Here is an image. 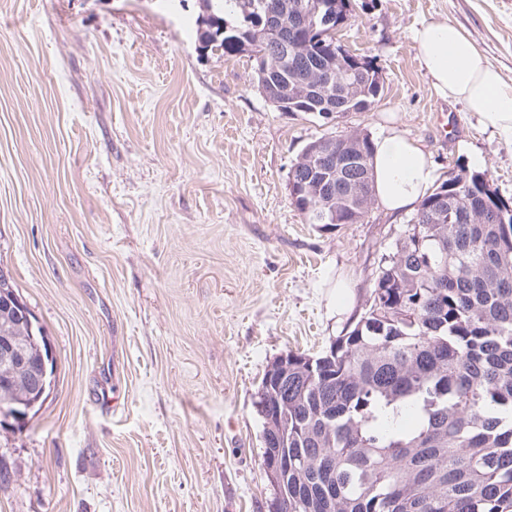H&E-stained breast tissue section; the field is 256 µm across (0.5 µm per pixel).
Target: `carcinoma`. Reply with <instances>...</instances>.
I'll return each mask as SVG.
<instances>
[{"mask_svg": "<svg viewBox=\"0 0 512 512\" xmlns=\"http://www.w3.org/2000/svg\"><path fill=\"white\" fill-rule=\"evenodd\" d=\"M271 2L282 16L277 42L294 44L295 57L282 60L264 40L250 0H206L210 25L197 39L229 57L267 51L258 89L286 100L309 61L344 62L349 51L290 28L283 5L322 30L344 25L350 0ZM350 69L367 112L381 95L376 68L362 59ZM485 178L464 173L448 223L407 225L365 308L313 367L290 355L285 383L260 387L262 459L288 452V470L267 475L283 512H512V242L502 225L466 215ZM318 195L307 183L293 204L305 215ZM5 332L25 354L30 335H43L0 298Z\"/></svg>", "mask_w": 512, "mask_h": 512, "instance_id": "1", "label": "carcinoma"}]
</instances>
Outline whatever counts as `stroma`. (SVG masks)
Wrapping results in <instances>:
<instances>
[{
  "instance_id": "35a3bbf8",
  "label": "stroma",
  "mask_w": 512,
  "mask_h": 512,
  "mask_svg": "<svg viewBox=\"0 0 512 512\" xmlns=\"http://www.w3.org/2000/svg\"><path fill=\"white\" fill-rule=\"evenodd\" d=\"M202 0H0V267L42 326L51 392L0 426V512H269L256 401L279 355L362 312L409 214L310 224L288 175L336 132L395 124L440 179L512 202V141L441 99L413 40L464 28L512 83V0H351L370 111H277L253 60L203 52ZM460 120L447 142L432 115Z\"/></svg>"
}]
</instances>
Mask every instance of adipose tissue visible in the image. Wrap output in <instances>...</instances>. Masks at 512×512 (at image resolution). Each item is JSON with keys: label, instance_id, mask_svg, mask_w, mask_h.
<instances>
[{"label": "adipose tissue", "instance_id": "obj_1", "mask_svg": "<svg viewBox=\"0 0 512 512\" xmlns=\"http://www.w3.org/2000/svg\"><path fill=\"white\" fill-rule=\"evenodd\" d=\"M414 40L434 91L476 113L485 127L512 140V84L487 64L464 31L449 22L422 24ZM374 194L390 213L415 209L438 179L430 154L406 131L391 127L371 142Z\"/></svg>", "mask_w": 512, "mask_h": 512}]
</instances>
